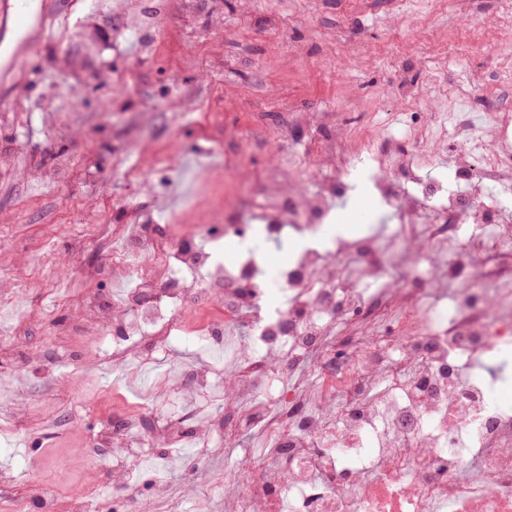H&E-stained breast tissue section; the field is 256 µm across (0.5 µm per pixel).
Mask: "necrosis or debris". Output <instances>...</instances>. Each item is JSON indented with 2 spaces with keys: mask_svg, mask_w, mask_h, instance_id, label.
Listing matches in <instances>:
<instances>
[{
  "mask_svg": "<svg viewBox=\"0 0 512 512\" xmlns=\"http://www.w3.org/2000/svg\"><path fill=\"white\" fill-rule=\"evenodd\" d=\"M316 156L326 170L321 188L295 211L271 204L261 225H205L210 242L240 244L233 261L178 238L152 247L143 236L128 239V252L152 261L117 262L132 286L119 302L113 356L136 354L143 337L181 331L185 299L224 283L194 330L223 337L224 356L193 378L205 386L229 371L225 440L251 429L267 442L245 473L225 471L224 512H512V406L498 397L512 386L504 359L512 293L490 280L512 254V225L498 203L483 201L485 184L511 180L512 169L493 163L476 137L458 145L448 183L425 180L417 164L397 159L394 170L375 173L374 188L399 223L428 226L425 242L409 235L394 251L376 235L338 239L269 268L246 241L287 228L321 235L333 202L349 190L343 141L322 143ZM461 222L476 229L465 248L475 285L447 305L422 307L412 285L423 270L447 279L448 237L439 227ZM346 261L359 264V278L343 269ZM161 272L175 287L158 288ZM367 282L388 284L387 295L366 293ZM276 289L289 290V300L271 304ZM356 313L368 335L330 336L332 324Z\"/></svg>",
  "mask_w": 512,
  "mask_h": 512,
  "instance_id": "1",
  "label": "necrosis or debris"
}]
</instances>
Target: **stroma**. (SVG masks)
<instances>
[{
  "label": "stroma",
  "mask_w": 512,
  "mask_h": 512,
  "mask_svg": "<svg viewBox=\"0 0 512 512\" xmlns=\"http://www.w3.org/2000/svg\"><path fill=\"white\" fill-rule=\"evenodd\" d=\"M45 0L40 21L0 16V314L25 317L0 334V512H21L40 494L71 512L74 497L99 495L100 512H164L165 482L180 512H223L225 470L246 465L264 439L224 440L225 378L203 391L176 386L145 357L115 362L104 339L116 331L98 311L126 283L114 247L148 225V239L193 235L230 207L235 168L284 169L295 193L320 188L307 152L336 134L348 159L387 129L398 153L423 172L451 164L440 133V76L482 98L483 133L501 145L496 117L512 113V0H197L192 17L169 0L153 56L128 42L113 0ZM429 89L418 99L406 86ZM320 106L310 123L298 107ZM288 139L275 143L274 132ZM66 164L67 177L55 171ZM350 238L402 235L370 180L354 181L336 208ZM195 393L184 424L198 429L197 454L167 445L159 417ZM152 405L146 441L163 471L134 469L136 498L113 492L112 458L94 454L128 412Z\"/></svg>",
  "instance_id": "35a3bbf8"
}]
</instances>
